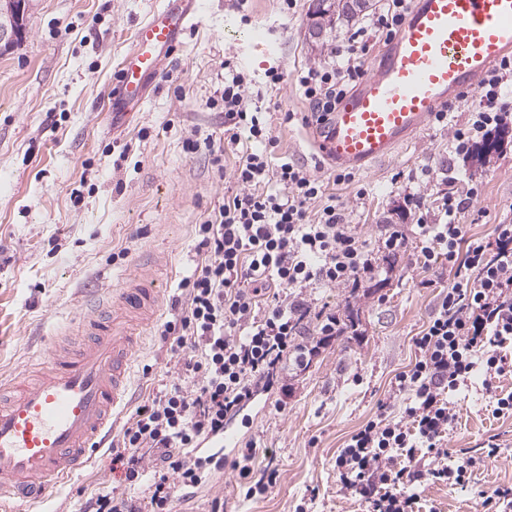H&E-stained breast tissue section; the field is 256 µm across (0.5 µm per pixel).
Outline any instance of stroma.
Listing matches in <instances>:
<instances>
[{"label": "stroma", "instance_id": "obj_1", "mask_svg": "<svg viewBox=\"0 0 512 512\" xmlns=\"http://www.w3.org/2000/svg\"><path fill=\"white\" fill-rule=\"evenodd\" d=\"M310 0L294 12L281 0H202L194 25L168 57L165 70L140 112L116 123L108 93L117 64L136 28L164 0H36L26 34L0 55V378L28 380L50 364L54 346L77 343L75 321L87 290L126 287L142 253L160 256L154 275L165 289L159 319L142 327L144 344L134 360V390L144 401L173 383L175 354L161 343L179 284L197 263L194 226L237 191V149L224 141V108L216 93L224 64L232 62L259 89L276 140L272 161L293 162L330 180L331 169L308 141L300 117L309 104L296 82L300 70L328 61L346 45L353 24L329 33L324 47L307 39ZM282 72L267 87L268 69ZM478 105L467 92L452 125L435 122L388 159L336 187L351 224L378 247L395 219L408 237L404 253L379 260L374 279L361 288L318 287L315 308L336 314L341 335L319 341L307 324L304 343L318 350L307 366L288 361L285 389L260 394L237 419L255 442L258 465L273 464L278 478L267 491L247 496L233 470L214 456L210 477L180 501L181 512H366L357 496L343 494L335 460L348 436L379 414L401 416L405 394H393L398 373L414 361L413 339L444 297L451 278L441 265L424 266L416 222L435 223L444 195L479 194L460 221L470 235L493 238L494 227L512 223V138L485 162L455 154L452 127L469 121ZM297 118L286 121V113ZM209 139L187 153L190 136ZM367 189L358 198V189ZM420 200L419 209L406 204ZM126 250V258L113 253ZM456 419L444 444L446 462L457 451L497 436L499 456L475 470L465 487L412 484L425 512H476L478 491L512 485V414L497 415L481 388L453 394ZM96 492L133 496L112 454L97 453L45 503L46 512H84Z\"/></svg>", "mask_w": 512, "mask_h": 512}]
</instances>
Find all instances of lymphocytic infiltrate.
I'll use <instances>...</instances> for the list:
<instances>
[{"mask_svg":"<svg viewBox=\"0 0 512 512\" xmlns=\"http://www.w3.org/2000/svg\"><path fill=\"white\" fill-rule=\"evenodd\" d=\"M410 4L386 0L382 12L351 34L346 48L333 50L329 63L298 73L315 122H323L354 89L364 75L362 58L379 35H396ZM511 87L508 57L484 75L471 123L454 128L455 152L469 153L489 132L512 124L505 109ZM221 100L225 138L234 143L245 134L252 146L235 163L237 192L225 195L196 227L199 261L182 280L183 295L174 300L173 317L160 332L201 385L191 394L178 386L157 393L136 408L116 460L126 481L143 491L125 498L97 494L87 512H175L178 489L195 487L204 476L202 443L274 388L284 358L302 366L314 353V346L300 341L308 318H316L319 335H338L336 316L314 311L308 290L358 287L374 272L376 252L395 256L406 247L405 234L391 228L380 250L371 249L330 184L293 163L271 166L265 151L270 128L244 73L225 71ZM469 205V199L444 196L438 222L420 227L426 265L447 262L452 284L414 341V364L396 381L397 392L408 396L402 415L366 422L335 460L342 492L360 496L371 512H420L412 483L464 484L468 471L499 453L491 439L477 453L460 449L456 467L440 462L456 417L447 392L478 378L495 398V413L512 412V393L498 395L493 384L495 376L512 369L501 354L512 341V224L496 225L490 240L470 236L459 222ZM148 455L155 469L147 480L141 463Z\"/></svg>","mask_w":512,"mask_h":512,"instance_id":"f902f5d3","label":"lymphocytic infiltrate"}]
</instances>
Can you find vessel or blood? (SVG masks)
<instances>
[{"mask_svg":"<svg viewBox=\"0 0 512 512\" xmlns=\"http://www.w3.org/2000/svg\"><path fill=\"white\" fill-rule=\"evenodd\" d=\"M197 11L198 0H166L136 29L132 50L118 63L111 112L136 111ZM510 54L512 0H412L399 34L314 130L313 144L334 167L368 170ZM161 298L151 281L113 295L110 310L90 311L79 322L81 350L54 352L46 376L0 403V512L42 502L103 447L109 421L129 405L142 346L131 326L156 318Z\"/></svg>","mask_w":512,"mask_h":512,"instance_id":"b4317fda","label":"vessel or blood"}]
</instances>
